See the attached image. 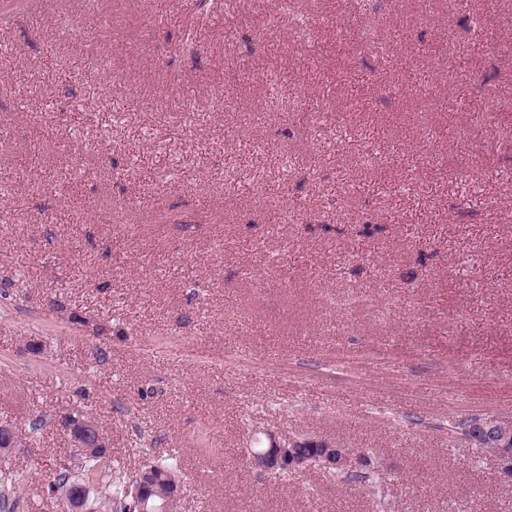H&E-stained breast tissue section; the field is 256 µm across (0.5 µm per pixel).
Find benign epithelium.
Segmentation results:
<instances>
[{
    "instance_id": "obj_1",
    "label": "benign epithelium",
    "mask_w": 512,
    "mask_h": 512,
    "mask_svg": "<svg viewBox=\"0 0 512 512\" xmlns=\"http://www.w3.org/2000/svg\"><path fill=\"white\" fill-rule=\"evenodd\" d=\"M452 431L478 446L492 449L498 461L500 478L512 482V418L495 413L473 414L456 421ZM71 436L77 448H105L107 441L97 425L84 420L72 425ZM268 446L252 454V463L272 474L287 470L302 472L318 466L329 473H346L369 468L365 453L323 438L302 440L297 435L268 434ZM317 448L316 454L303 452V448Z\"/></svg>"
}]
</instances>
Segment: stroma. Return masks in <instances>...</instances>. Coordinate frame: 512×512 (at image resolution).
Listing matches in <instances>:
<instances>
[{"mask_svg": "<svg viewBox=\"0 0 512 512\" xmlns=\"http://www.w3.org/2000/svg\"><path fill=\"white\" fill-rule=\"evenodd\" d=\"M273 9L0 0V425L22 438L0 471L27 482L20 512L58 510L66 416L129 472L175 452L177 512H512L495 457L448 432L512 416V56L469 35L512 26L483 0H405L382 57L354 46L353 0H308L261 50ZM408 59L426 99L389 91ZM271 432L387 478L265 474L248 451Z\"/></svg>", "mask_w": 512, "mask_h": 512, "instance_id": "1", "label": "stroma"}]
</instances>
